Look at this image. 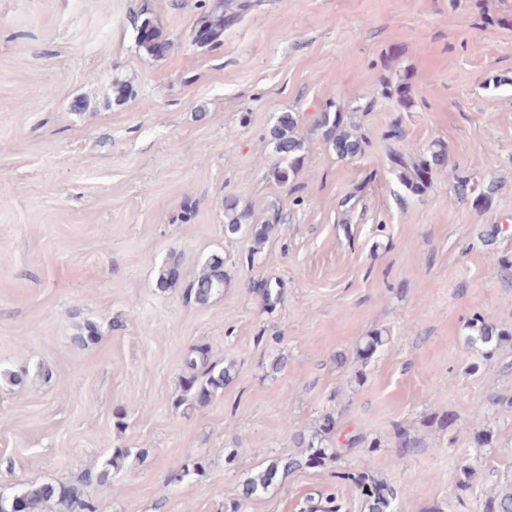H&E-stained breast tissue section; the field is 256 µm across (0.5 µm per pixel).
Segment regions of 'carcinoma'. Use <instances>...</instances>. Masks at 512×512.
I'll return each mask as SVG.
<instances>
[{"mask_svg":"<svg viewBox=\"0 0 512 512\" xmlns=\"http://www.w3.org/2000/svg\"><path fill=\"white\" fill-rule=\"evenodd\" d=\"M224 32V14L210 16L205 14L199 25L198 43L210 44L219 39ZM138 42L141 48L151 55H162L167 51V44L157 39L149 22H144L140 27ZM335 111H324L318 118L317 127L322 132V137L336 155L341 159H352L363 153L365 139L344 126L345 112L341 104L334 105ZM298 117L293 112H284L277 118L276 125L271 130L274 151L277 155V164L272 174L281 183L288 182L289 173L295 171L303 160L304 141L296 133ZM448 153L445 145L434 142L426 150V155L421 157L413 168V173L399 174V179L405 188L413 193L420 194L431 185L433 169L442 167L447 162ZM249 211L241 209L237 201L224 199V231L228 235H237L244 228L251 230L254 242L262 244L269 232L273 229L271 224H246ZM180 265L171 261L159 272L158 285L168 288L176 285L180 280ZM224 285V259L214 254L207 259L198 276L188 283L186 287L187 298L198 304H205L211 296ZM468 328L472 334L468 336L471 345L483 347L496 345L500 342L511 341L512 334L496 329L486 323L478 315L469 322ZM387 344V338L381 333L375 332L366 337L358 350L359 356L367 360ZM208 351L203 346L190 348L185 363L192 371L184 380V391L193 394L199 402L206 401L212 392L224 387V382L230 378V367L215 370L208 368L206 382L198 383L194 371L199 366L207 365ZM306 447L312 449L307 456L306 464L319 465L326 459H338L342 451L333 444L324 442L321 434L316 433L311 438L303 441ZM278 472V465L273 463L269 467L257 472L246 479L243 488V497L250 499L265 492L273 483ZM396 493L387 484H374L365 491L366 512H394V500ZM54 503L57 512H96V506L89 498H84L77 492L64 486L55 488L51 485H31L20 493L10 497L0 496V512H39V509L49 503Z\"/></svg>","mask_w":512,"mask_h":512,"instance_id":"obj_1","label":"carcinoma"}]
</instances>
